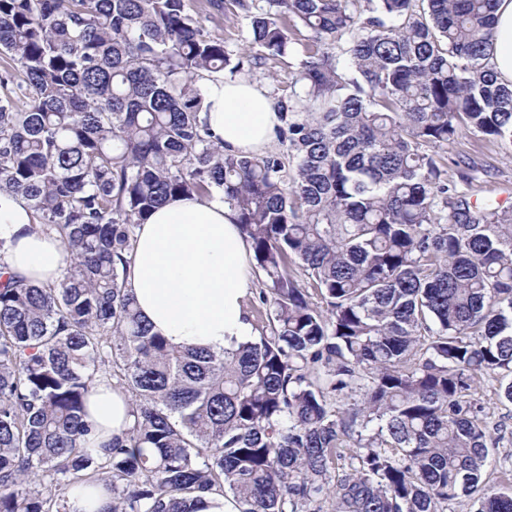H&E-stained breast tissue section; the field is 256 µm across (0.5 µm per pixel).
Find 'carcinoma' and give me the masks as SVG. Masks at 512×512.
I'll return each instance as SVG.
<instances>
[{"mask_svg":"<svg viewBox=\"0 0 512 512\" xmlns=\"http://www.w3.org/2000/svg\"><path fill=\"white\" fill-rule=\"evenodd\" d=\"M231 2L245 57L186 0H0V193L74 256L53 283L0 274V512H69L97 482L99 512H196L201 492L238 512H512V478L488 475L512 416L473 393L489 375L512 404V209L468 201L438 154L464 130L512 153L496 0ZM300 26L299 90L274 102L292 164L224 153L199 80L272 69ZM216 193L270 328L219 354L153 334L127 281L152 211ZM102 382L133 421L101 452ZM94 497H89L84 491L74 490L70 495L69 505L71 512H97L109 501L110 495L99 486Z\"/></svg>","mask_w":512,"mask_h":512,"instance_id":"cac0c4a2","label":"carcinoma"}]
</instances>
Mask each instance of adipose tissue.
I'll list each match as a JSON object with an SVG mask.
<instances>
[{
    "instance_id": "1",
    "label": "adipose tissue",
    "mask_w": 512,
    "mask_h": 512,
    "mask_svg": "<svg viewBox=\"0 0 512 512\" xmlns=\"http://www.w3.org/2000/svg\"><path fill=\"white\" fill-rule=\"evenodd\" d=\"M490 63L500 82L512 84V0H498ZM203 118L211 139L228 154H257L275 138L278 114L273 100L246 79L217 73L201 81ZM31 211L18 196L0 193V237L10 248L9 272L36 282H53L72 261L53 235L30 232ZM250 245L235 211L221 199L174 197L137 230L128 282L153 333L174 346L220 353L253 334L245 305L252 281ZM129 400L118 389L96 386L87 421L95 447L124 437Z\"/></svg>"
}]
</instances>
